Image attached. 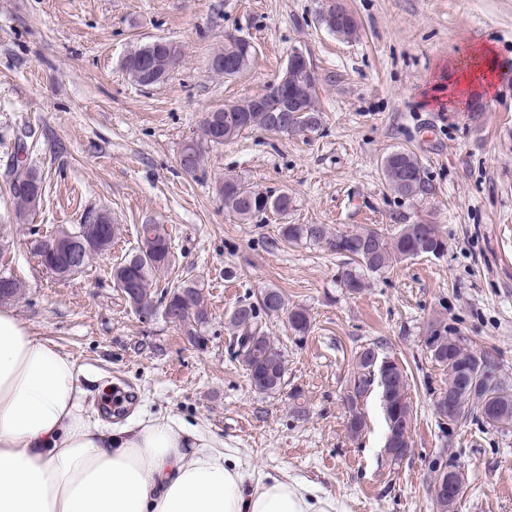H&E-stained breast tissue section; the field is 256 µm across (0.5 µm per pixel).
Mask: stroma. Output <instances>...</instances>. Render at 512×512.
I'll use <instances>...</instances> for the list:
<instances>
[{
	"label": "stroma",
	"mask_w": 512,
	"mask_h": 512,
	"mask_svg": "<svg viewBox=\"0 0 512 512\" xmlns=\"http://www.w3.org/2000/svg\"><path fill=\"white\" fill-rule=\"evenodd\" d=\"M340 3L358 21L350 40L320 25L329 0H0V171L23 160L45 188L33 222L21 224L0 181V261L22 285L9 308L75 361L90 420L118 429L127 419H180L335 512H437L434 471L452 456L466 476L454 512H512V428L475 417L442 427L434 399L448 377L422 343L431 322L447 323L512 385V0ZM230 38L255 51L246 70L224 77L210 61ZM157 39L177 42L182 57L164 81L139 86L122 61ZM482 45L496 53L494 87L467 105L434 104ZM296 48L318 74L317 130L246 132L184 173L179 152L200 136L206 113L263 92ZM396 149L423 165L427 198L387 189L380 162ZM227 176L288 193L293 206L238 222L218 194ZM101 210L119 228L109 250L65 278L40 265L34 238ZM417 222L438 225L447 252L371 275L355 294L342 288L345 266L326 245L291 246L279 231L323 224L390 235ZM144 224L163 225L172 240L162 282L204 287V346L161 311L140 315L113 284V265ZM269 288L311 322L300 336L284 313L262 317L287 360L276 393L251 386L226 324L238 303ZM366 347L407 374L411 451L398 462L383 452L378 388L361 405L364 432L346 430L344 396ZM107 386L130 397L125 419L103 409Z\"/></svg>",
	"instance_id": "stroma-1"
}]
</instances>
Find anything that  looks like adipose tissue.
Masks as SVG:
<instances>
[{
  "label": "adipose tissue",
  "instance_id": "adipose-tissue-1",
  "mask_svg": "<svg viewBox=\"0 0 512 512\" xmlns=\"http://www.w3.org/2000/svg\"><path fill=\"white\" fill-rule=\"evenodd\" d=\"M76 366L0 310V512H326L170 417L120 430L84 414Z\"/></svg>",
  "mask_w": 512,
  "mask_h": 512
}]
</instances>
